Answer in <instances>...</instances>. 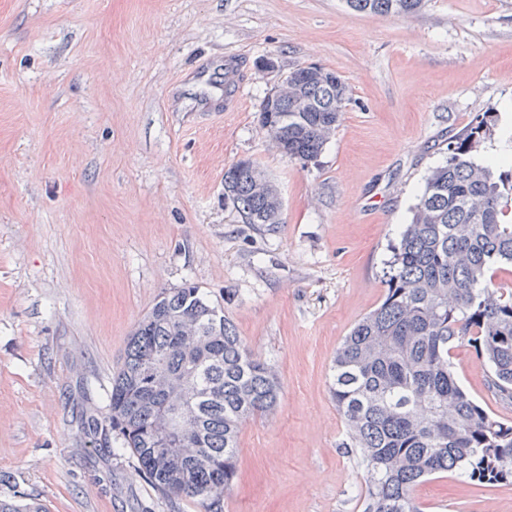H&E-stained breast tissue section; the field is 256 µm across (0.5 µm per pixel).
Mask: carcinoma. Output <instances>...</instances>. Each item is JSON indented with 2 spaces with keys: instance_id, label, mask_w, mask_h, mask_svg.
Listing matches in <instances>:
<instances>
[{
  "instance_id": "1",
  "label": "carcinoma",
  "mask_w": 512,
  "mask_h": 512,
  "mask_svg": "<svg viewBox=\"0 0 512 512\" xmlns=\"http://www.w3.org/2000/svg\"><path fill=\"white\" fill-rule=\"evenodd\" d=\"M428 0H346L356 12L406 18ZM294 85L263 98L258 121L272 146L303 165L336 128L348 88L321 66L288 72ZM497 123L486 112L448 142L430 171L384 271L381 303L345 336L333 360L331 393L345 425L343 447L366 472L363 512H421L424 481L463 475L481 487L512 484V421L488 412L461 386L450 351L474 347L488 388L512 405V291L492 267L512 265V155L481 160ZM224 199L248 224L281 223L272 181L251 158L224 171ZM191 378L192 420L169 378ZM274 368L238 336L224 308L196 284L161 292L129 336L112 375L109 415L93 432L121 435L158 492L224 512L244 422L274 410ZM180 428L170 447L156 434ZM0 512H47L32 499H0Z\"/></svg>"
}]
</instances>
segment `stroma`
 Wrapping results in <instances>:
<instances>
[{
	"label": "stroma",
	"mask_w": 512,
	"mask_h": 512,
	"mask_svg": "<svg viewBox=\"0 0 512 512\" xmlns=\"http://www.w3.org/2000/svg\"><path fill=\"white\" fill-rule=\"evenodd\" d=\"M317 64L349 98L321 154L258 123ZM512 127V0H429L398 19L345 0H0V498L49 512H200L159 494L117 434L92 447L112 373L161 291L196 283L271 364L276 409L247 420L224 512H363L364 474L330 393L336 349L382 300L430 170L473 117ZM257 160L283 201L244 223L224 170ZM497 416L472 347L451 352ZM422 512H512V485L450 476Z\"/></svg>",
	"instance_id": "obj_1"
}]
</instances>
